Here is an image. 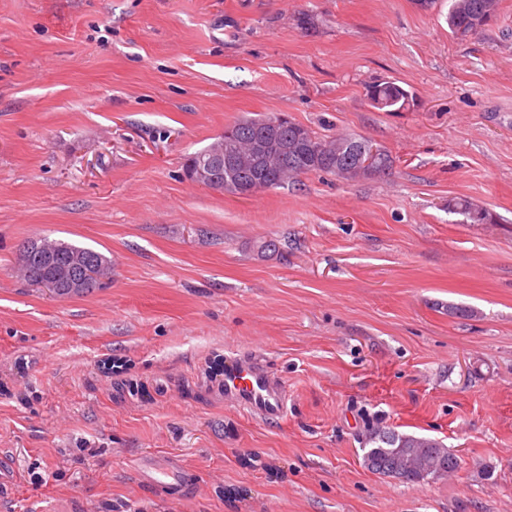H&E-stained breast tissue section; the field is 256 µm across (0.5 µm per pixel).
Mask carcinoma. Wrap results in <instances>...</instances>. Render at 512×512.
Masks as SVG:
<instances>
[{"label": "carcinoma", "instance_id": "obj_1", "mask_svg": "<svg viewBox=\"0 0 512 512\" xmlns=\"http://www.w3.org/2000/svg\"><path fill=\"white\" fill-rule=\"evenodd\" d=\"M498 0H452L448 7V29L453 38L465 41L494 16ZM366 95L372 107L384 112H401L414 103L413 96L393 81L374 83L366 88ZM270 117L243 118L224 129V136L210 147L190 156L184 165L183 176L195 180L198 171L204 168L206 160L224 150H235L246 158L243 166L224 168L215 173L217 188L233 194L253 195L265 188L277 187L302 174L326 173L345 181H354L374 174V171L356 163L355 154L376 155L375 166L385 173L392 164L390 155L381 147L369 141L350 135L322 137L310 128L288 118L280 127V135L288 139V157L282 159L270 156L261 163L251 158L249 144L268 129ZM448 210L460 214L472 224L492 222L489 210L466 199H452ZM57 251L67 256L80 249L87 258L97 265L110 263L101 252L89 247L57 239ZM364 453L365 467L375 474L386 475L394 471L399 481L421 483L439 475L457 471L458 456L441 441L425 436L401 434L398 431L376 426L367 431Z\"/></svg>", "mask_w": 512, "mask_h": 512}]
</instances>
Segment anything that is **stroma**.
I'll list each match as a JSON object with an SVG mask.
<instances>
[{
	"label": "stroma",
	"instance_id": "1",
	"mask_svg": "<svg viewBox=\"0 0 512 512\" xmlns=\"http://www.w3.org/2000/svg\"><path fill=\"white\" fill-rule=\"evenodd\" d=\"M448 5L0 0V512H512V0L463 42ZM377 81L414 106L371 107ZM271 114L392 167L248 198L184 178ZM43 236L111 257V280L65 299L22 280ZM240 353L285 380L279 422L218 391ZM371 425L460 467L372 473ZM448 210L463 215L466 221L470 220L472 224H487L493 219L489 210L462 198L450 200Z\"/></svg>",
	"mask_w": 512,
	"mask_h": 512
}]
</instances>
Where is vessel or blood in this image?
Listing matches in <instances>:
<instances>
[{"label":"vessel or blood","instance_id":"vessel-or-blood-1","mask_svg":"<svg viewBox=\"0 0 512 512\" xmlns=\"http://www.w3.org/2000/svg\"><path fill=\"white\" fill-rule=\"evenodd\" d=\"M220 389L226 400L264 422L281 420L288 409L283 380L257 354L227 357Z\"/></svg>","mask_w":512,"mask_h":512}]
</instances>
